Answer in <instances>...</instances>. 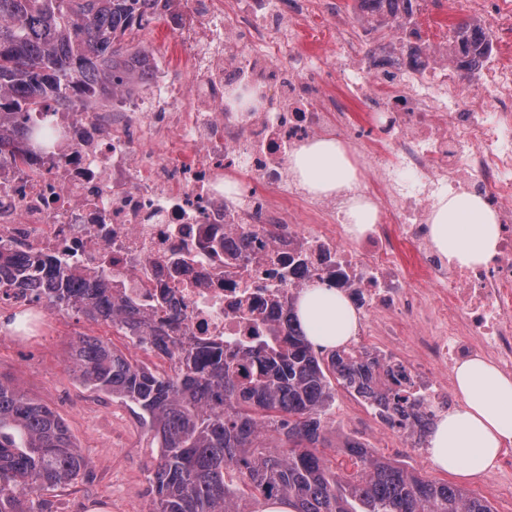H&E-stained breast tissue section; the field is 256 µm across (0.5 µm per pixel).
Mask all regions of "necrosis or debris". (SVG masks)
<instances>
[{
    "label": "necrosis or debris",
    "mask_w": 512,
    "mask_h": 512,
    "mask_svg": "<svg viewBox=\"0 0 512 512\" xmlns=\"http://www.w3.org/2000/svg\"><path fill=\"white\" fill-rule=\"evenodd\" d=\"M402 0H157L186 74L152 48L137 84L68 108L48 102L49 142L0 159V251L27 269L106 276L180 347L238 342L287 322L288 300L336 284L360 317L347 343L403 369L416 418L365 406L354 428L390 431L414 455L459 404L450 378L481 356L512 371V57L479 58L473 83L452 38L414 23L385 33ZM339 140L377 220L345 229L344 198L309 193L289 159ZM496 213L495 253L450 263L429 215L448 193Z\"/></svg>",
    "instance_id": "1"
}]
</instances>
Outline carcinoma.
Segmentation results:
<instances>
[{
  "label": "carcinoma",
  "instance_id": "1",
  "mask_svg": "<svg viewBox=\"0 0 512 512\" xmlns=\"http://www.w3.org/2000/svg\"><path fill=\"white\" fill-rule=\"evenodd\" d=\"M132 0H0V155L16 156L11 112H40L89 84L142 77L132 51ZM472 69L489 47L475 21L453 26ZM50 306L112 324H132L128 306L102 278L66 277L43 265ZM295 296L288 327L223 345L205 342L182 354L183 368L158 373L103 341L82 336L71 358L94 390L133 405L158 443L150 512H251L250 499L281 500L293 512H491L489 503L450 484L414 475L352 438L336 447L351 470L334 472L318 446L332 383L364 400L400 396L378 386L382 368L341 346H314ZM138 342L171 353L168 334L144 327ZM86 466L62 420L0 380V512H52L42 492L71 484Z\"/></svg>",
  "mask_w": 512,
  "mask_h": 512
}]
</instances>
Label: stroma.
Instances as JSON below:
<instances>
[{
    "mask_svg": "<svg viewBox=\"0 0 512 512\" xmlns=\"http://www.w3.org/2000/svg\"><path fill=\"white\" fill-rule=\"evenodd\" d=\"M31 345L22 352L0 339V379L21 394L47 405L67 425L88 460L86 471L69 486L49 491L54 512H148L157 448L152 433L125 402L85 386L70 361L73 343L83 335L111 341L112 328L78 313L64 316L57 333L41 338L34 314L15 330ZM369 444L378 456L426 478L446 480L428 460H419L400 437L380 434ZM493 512H512V473L488 471L463 481Z\"/></svg>",
    "mask_w": 512,
    "mask_h": 512,
    "instance_id": "1",
    "label": "stroma"
}]
</instances>
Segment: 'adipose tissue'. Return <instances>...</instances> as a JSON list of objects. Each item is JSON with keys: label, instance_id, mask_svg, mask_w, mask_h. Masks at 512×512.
Here are the masks:
<instances>
[{"label": "adipose tissue", "instance_id": "obj_1", "mask_svg": "<svg viewBox=\"0 0 512 512\" xmlns=\"http://www.w3.org/2000/svg\"><path fill=\"white\" fill-rule=\"evenodd\" d=\"M301 185L315 195L350 187L355 169L345 147L322 139L301 146L290 159ZM431 239L449 260L462 266L486 262L498 242V219L477 195L451 193L432 206ZM298 315L309 340L335 347L355 336L359 317L336 289L316 285L303 291ZM461 402L436 425L430 457L441 471L461 479L485 473L504 447L512 445V374L475 357L454 372Z\"/></svg>", "mask_w": 512, "mask_h": 512}]
</instances>
